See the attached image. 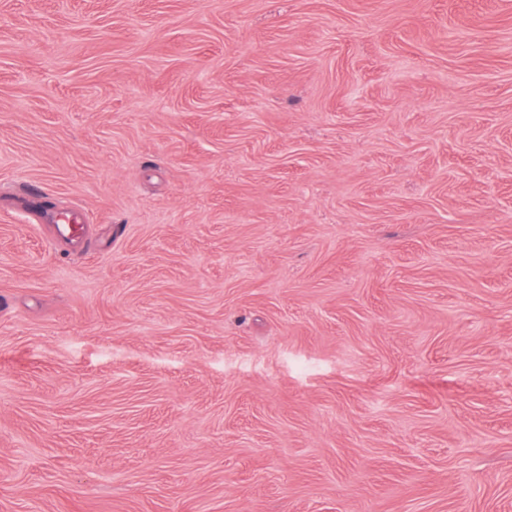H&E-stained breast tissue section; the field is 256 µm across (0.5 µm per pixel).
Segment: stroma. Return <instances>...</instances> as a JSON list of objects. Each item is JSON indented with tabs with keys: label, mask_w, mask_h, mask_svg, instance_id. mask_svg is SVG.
Instances as JSON below:
<instances>
[{
	"label": "stroma",
	"mask_w": 512,
	"mask_h": 512,
	"mask_svg": "<svg viewBox=\"0 0 512 512\" xmlns=\"http://www.w3.org/2000/svg\"><path fill=\"white\" fill-rule=\"evenodd\" d=\"M0 512H512V0H0Z\"/></svg>",
	"instance_id": "35a3bbf8"
}]
</instances>
